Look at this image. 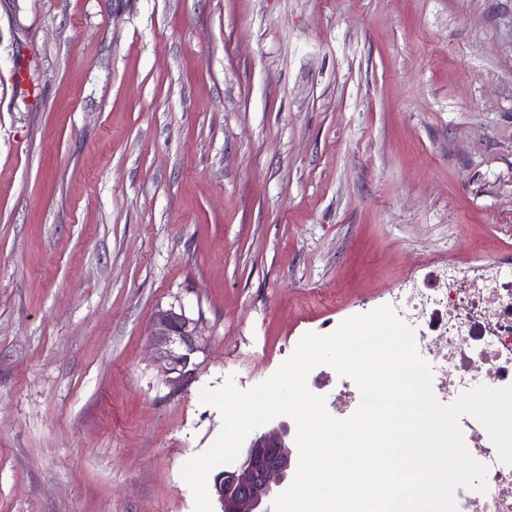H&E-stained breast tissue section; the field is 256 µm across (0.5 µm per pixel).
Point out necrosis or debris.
<instances>
[{
	"mask_svg": "<svg viewBox=\"0 0 512 512\" xmlns=\"http://www.w3.org/2000/svg\"><path fill=\"white\" fill-rule=\"evenodd\" d=\"M442 274L440 288L419 287L410 274L388 301L432 368L434 394L448 405L478 385H512V275L483 260L448 264ZM459 426L470 454L488 468V490L457 489V512H512V465L473 416Z\"/></svg>",
	"mask_w": 512,
	"mask_h": 512,
	"instance_id": "1",
	"label": "necrosis or debris"
}]
</instances>
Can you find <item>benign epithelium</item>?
Here are the masks:
<instances>
[{
    "label": "benign epithelium",
    "mask_w": 512,
    "mask_h": 512,
    "mask_svg": "<svg viewBox=\"0 0 512 512\" xmlns=\"http://www.w3.org/2000/svg\"><path fill=\"white\" fill-rule=\"evenodd\" d=\"M152 346L163 364L165 383L176 392L190 382L203 351L198 322L184 310L159 311L151 332ZM297 449L288 422L257 431L237 464L219 472L214 490L221 512H273L272 503L295 472Z\"/></svg>",
    "instance_id": "obj_1"
}]
</instances>
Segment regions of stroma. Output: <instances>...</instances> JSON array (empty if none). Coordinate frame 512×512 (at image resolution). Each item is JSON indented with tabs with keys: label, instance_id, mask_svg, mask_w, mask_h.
I'll use <instances>...</instances> for the list:
<instances>
[{
	"label": "stroma",
	"instance_id": "35a3bbf8",
	"mask_svg": "<svg viewBox=\"0 0 512 512\" xmlns=\"http://www.w3.org/2000/svg\"><path fill=\"white\" fill-rule=\"evenodd\" d=\"M512 264V0H0V512H194L201 389ZM206 352L172 392L151 343ZM151 336L165 383L176 392L194 378L199 367L197 357L204 348L198 322L182 308L178 312L171 307L156 314Z\"/></svg>",
	"mask_w": 512,
	"mask_h": 512
}]
</instances>
